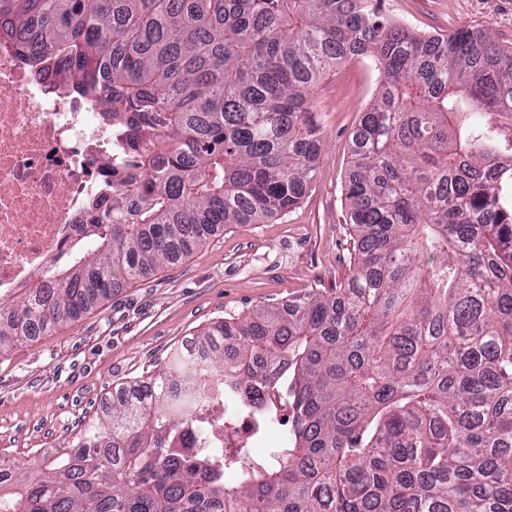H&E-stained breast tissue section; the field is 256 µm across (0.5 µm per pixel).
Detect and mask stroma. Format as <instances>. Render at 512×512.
<instances>
[{"mask_svg":"<svg viewBox=\"0 0 512 512\" xmlns=\"http://www.w3.org/2000/svg\"><path fill=\"white\" fill-rule=\"evenodd\" d=\"M379 7L418 35L481 29L512 45V0H379ZM377 88L378 73L362 57L316 87L324 144L298 208L261 224L225 226L178 264L159 267L0 358V452L23 461L55 452L115 386L159 369L198 329L346 279L351 133Z\"/></svg>","mask_w":512,"mask_h":512,"instance_id":"obj_1","label":"stroma"}]
</instances>
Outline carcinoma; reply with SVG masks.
Segmentation results:
<instances>
[{"instance_id":"1","label":"carcinoma","mask_w":512,"mask_h":512,"mask_svg":"<svg viewBox=\"0 0 512 512\" xmlns=\"http://www.w3.org/2000/svg\"><path fill=\"white\" fill-rule=\"evenodd\" d=\"M122 135L88 236L0 300V357L174 264L228 224L291 212L318 170L313 89L365 56L346 281L193 338L111 394L38 469L0 454V512H512V47L421 37L372 0H0V46ZM292 410L283 447L185 459L197 392Z\"/></svg>"}]
</instances>
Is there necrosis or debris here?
I'll return each instance as SVG.
<instances>
[{
	"instance_id": "necrosis-or-debris-1",
	"label": "necrosis or debris",
	"mask_w": 512,
	"mask_h": 512,
	"mask_svg": "<svg viewBox=\"0 0 512 512\" xmlns=\"http://www.w3.org/2000/svg\"><path fill=\"white\" fill-rule=\"evenodd\" d=\"M120 141L87 96L35 80L15 50L0 46V298L45 275L65 257L82 227L88 200L99 196ZM209 428H189V448H253L279 443L288 432V408L277 404L275 427L259 424L250 408L224 421L210 394L199 397Z\"/></svg>"
}]
</instances>
